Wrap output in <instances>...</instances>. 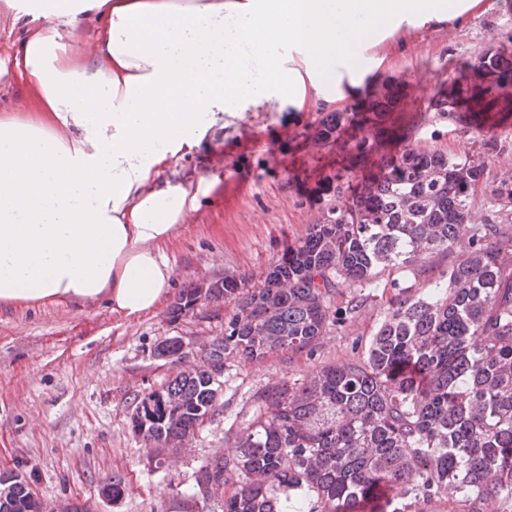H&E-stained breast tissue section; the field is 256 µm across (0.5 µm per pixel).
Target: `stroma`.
Segmentation results:
<instances>
[{"label":"stroma","instance_id":"1","mask_svg":"<svg viewBox=\"0 0 512 512\" xmlns=\"http://www.w3.org/2000/svg\"><path fill=\"white\" fill-rule=\"evenodd\" d=\"M491 3L488 12L461 27L443 22L384 40L375 49L382 62L360 96L343 98L336 109L358 112L362 101L382 88L398 90L394 116L408 144L484 160L473 221L491 219L511 233L512 214L495 212L485 188L512 175V121L479 131L428 108L430 98L469 72L489 49L512 52V0ZM323 114L320 108L246 109L212 150L171 167L170 178L194 172L210 177L214 187L167 250L174 286L155 311L124 319L102 303L84 309L0 306V470L21 472L46 501H74L90 512H222L220 501L195 503L188 496L201 463L230 450L234 434L252 416L253 393L347 359L355 339L370 336L380 322V300H364L343 328L320 338L314 353L272 354L253 363L229 358L213 417L191 449L163 468L150 467L133 430L135 398L179 370L175 359L157 356L161 342L224 334L233 309L220 302L171 318L182 290L227 276L259 285L286 248L335 203L339 188L367 176V168L348 166L343 153L313 149L305 140ZM464 257L459 248L433 255L414 270L385 271L383 277L418 289ZM114 479L127 491L111 501L101 490Z\"/></svg>","mask_w":512,"mask_h":512}]
</instances>
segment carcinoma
<instances>
[{
  "label": "carcinoma",
  "instance_id": "1",
  "mask_svg": "<svg viewBox=\"0 0 512 512\" xmlns=\"http://www.w3.org/2000/svg\"><path fill=\"white\" fill-rule=\"evenodd\" d=\"M480 72L484 80L458 82L430 107L450 118L471 112L479 129L500 124L512 115V54H486ZM395 105L387 89L368 111L330 112L306 133L312 145L341 143L379 172L348 186L260 286L226 276L180 293L174 319L201 298L234 313L212 340L209 366L137 398L132 419L145 418L146 447L177 444L210 411L213 373L228 357L312 351L361 306L354 296L330 312L339 284L377 288L386 269L460 245L485 164L413 147L386 157L383 123ZM490 197L512 208V178ZM465 248L467 258L423 291L392 290L356 357L256 391L234 451L200 465L189 498L231 484L224 512H512V234L483 224ZM148 401L153 410L141 412ZM30 507L24 479L0 498V512Z\"/></svg>",
  "mask_w": 512,
  "mask_h": 512
}]
</instances>
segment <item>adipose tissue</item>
<instances>
[{"label":"adipose tissue","instance_id":"obj_1","mask_svg":"<svg viewBox=\"0 0 512 512\" xmlns=\"http://www.w3.org/2000/svg\"><path fill=\"white\" fill-rule=\"evenodd\" d=\"M487 0H29L15 56L34 114H0V306L97 302L127 319L173 285L166 244L213 188L171 165L267 102L335 108L403 26H458ZM98 21V66L63 26Z\"/></svg>","mask_w":512,"mask_h":512}]
</instances>
